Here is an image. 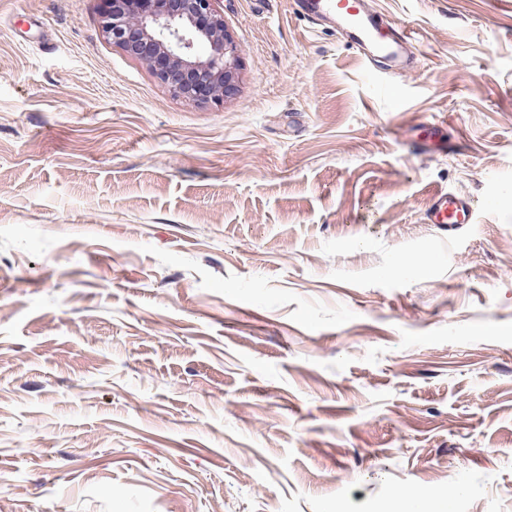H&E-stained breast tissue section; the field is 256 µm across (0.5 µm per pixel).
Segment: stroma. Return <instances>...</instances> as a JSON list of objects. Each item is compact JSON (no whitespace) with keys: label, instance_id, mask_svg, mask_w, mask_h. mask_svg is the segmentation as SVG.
<instances>
[{"label":"stroma","instance_id":"1","mask_svg":"<svg viewBox=\"0 0 512 512\" xmlns=\"http://www.w3.org/2000/svg\"><path fill=\"white\" fill-rule=\"evenodd\" d=\"M372 4L406 72L217 0L200 103L101 0H0V512H512V0ZM474 216L475 207L470 198L439 190L429 199L424 221L438 226L448 225V231H454L473 223ZM424 497L418 491H400L387 506L391 512H420L424 509Z\"/></svg>","mask_w":512,"mask_h":512}]
</instances>
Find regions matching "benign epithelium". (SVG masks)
I'll return each mask as SVG.
<instances>
[{"instance_id":"1","label":"benign epithelium","mask_w":512,"mask_h":512,"mask_svg":"<svg viewBox=\"0 0 512 512\" xmlns=\"http://www.w3.org/2000/svg\"><path fill=\"white\" fill-rule=\"evenodd\" d=\"M104 37L148 65L174 94L227 99L238 92L240 48L217 0H102Z\"/></svg>"}]
</instances>
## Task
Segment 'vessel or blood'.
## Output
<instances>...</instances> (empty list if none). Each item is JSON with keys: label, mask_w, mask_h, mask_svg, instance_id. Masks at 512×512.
I'll return each instance as SVG.
<instances>
[{"label": "vessel or blood", "mask_w": 512, "mask_h": 512, "mask_svg": "<svg viewBox=\"0 0 512 512\" xmlns=\"http://www.w3.org/2000/svg\"><path fill=\"white\" fill-rule=\"evenodd\" d=\"M299 7L314 24L335 23L345 43L360 56L384 59L399 71L409 68L413 36L374 9L370 0H299ZM474 216L470 198L440 190L430 197L424 221L454 231L473 223Z\"/></svg>", "instance_id": "obj_1"}]
</instances>
